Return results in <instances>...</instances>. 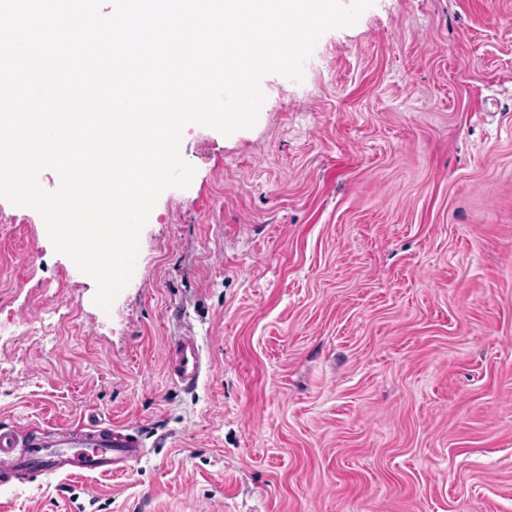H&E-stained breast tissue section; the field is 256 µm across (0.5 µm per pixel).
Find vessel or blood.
Segmentation results:
<instances>
[{"label": "vessel or blood", "instance_id": "b4317fda", "mask_svg": "<svg viewBox=\"0 0 512 512\" xmlns=\"http://www.w3.org/2000/svg\"><path fill=\"white\" fill-rule=\"evenodd\" d=\"M199 344L193 333L168 345L165 367L183 387L195 388L202 374ZM144 455L126 427H104L94 421L64 423L45 436L34 427L0 430V486L31 482L42 476H120Z\"/></svg>", "mask_w": 512, "mask_h": 512}]
</instances>
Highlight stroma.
Listing matches in <instances>:
<instances>
[{
	"mask_svg": "<svg viewBox=\"0 0 512 512\" xmlns=\"http://www.w3.org/2000/svg\"><path fill=\"white\" fill-rule=\"evenodd\" d=\"M261 86L252 128L184 132L196 174L110 310L0 199V317L27 329L0 428L91 418L147 450L0 512H512V0H375ZM187 330L193 389L163 366Z\"/></svg>",
	"mask_w": 512,
	"mask_h": 512,
	"instance_id": "1",
	"label": "stroma"
}]
</instances>
